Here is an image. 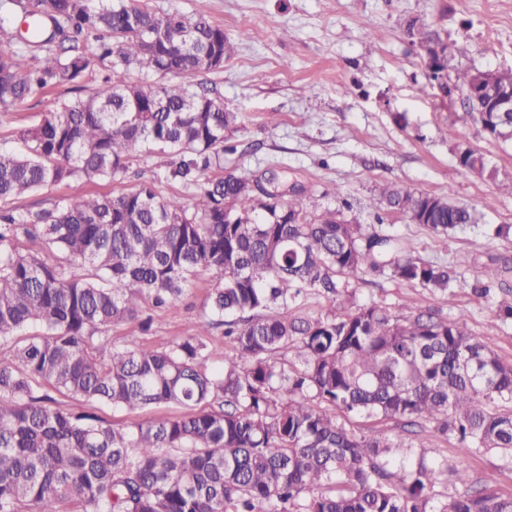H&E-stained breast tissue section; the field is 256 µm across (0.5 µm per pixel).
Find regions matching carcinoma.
Segmentation results:
<instances>
[{
	"instance_id": "cac0c4a2",
	"label": "carcinoma",
	"mask_w": 512,
	"mask_h": 512,
	"mask_svg": "<svg viewBox=\"0 0 512 512\" xmlns=\"http://www.w3.org/2000/svg\"><path fill=\"white\" fill-rule=\"evenodd\" d=\"M26 33L0 17V108L60 88L75 94L20 130L26 151L0 150V201L65 185L51 209H0V512H512L482 491L436 503L442 470L413 465L403 442L358 435L334 410L433 424L464 454L512 455V364L467 318L403 316L369 303L316 318L293 313L306 288L328 297L340 277L373 272L443 298L468 265L425 262L394 235L367 234L340 211L276 198L224 168L237 115L193 81L224 67L232 47L202 14L158 12L138 0H4ZM422 46L433 34L413 20ZM96 43L95 58L84 45ZM479 94L468 114L492 138L512 124ZM193 190L164 196L143 181L91 193L154 155ZM460 167L497 179L478 150ZM376 208L418 214L446 238L470 224L446 194L379 190ZM60 257L28 248L33 242ZM201 276L208 313L165 349L112 347L106 331L180 298ZM224 328L220 370L201 337ZM43 381L81 402L134 412L176 404L192 413L116 427L61 408Z\"/></svg>"
}]
</instances>
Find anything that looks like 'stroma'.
Wrapping results in <instances>:
<instances>
[{"mask_svg": "<svg viewBox=\"0 0 512 512\" xmlns=\"http://www.w3.org/2000/svg\"><path fill=\"white\" fill-rule=\"evenodd\" d=\"M157 11L200 13L220 25L233 51L216 72L199 81L217 86L224 109L236 113L226 131L234 150L224 168L264 181L281 192L299 185L305 196L341 209L346 219L401 238L416 258L439 263L457 255L469 258L451 300L371 273L349 277L348 295L327 300L307 290L297 314L316 317L337 307L345 314L374 302L404 315L425 312L439 318L465 315L480 341L512 362V319L498 317L500 302H512V276L488 296L475 293L491 259L512 260V197L501 194L496 179L480 178L461 168L457 153L474 148L485 154L499 177H512V139L485 134L465 114L460 94L447 97L429 81L427 56L406 31L410 19L430 26L448 47L449 71L512 67V0H144ZM250 39H240L241 30ZM64 90L0 110V145L14 147L20 128L39 122L45 112L69 100ZM166 161L152 158L125 178L90 184V191L118 195L142 181L158 179L162 194L190 198L182 184L165 180ZM394 183L415 192L446 194L476 212V223L441 240L430 229L403 215H376L372 203L379 186ZM200 278L180 300L156 311L149 331L128 322L111 330L116 347H169L200 320L209 295ZM88 412L128 425L186 415L184 407L165 404L121 412L92 403ZM356 434L381 431L411 443L413 457L439 463L446 471L431 496L472 493L494 476L499 495L512 496V461L485 451L464 455L455 436H441L429 423L417 434L400 421L339 413ZM467 472L460 483L458 472Z\"/></svg>", "mask_w": 512, "mask_h": 512, "instance_id": "1", "label": "stroma"}]
</instances>
